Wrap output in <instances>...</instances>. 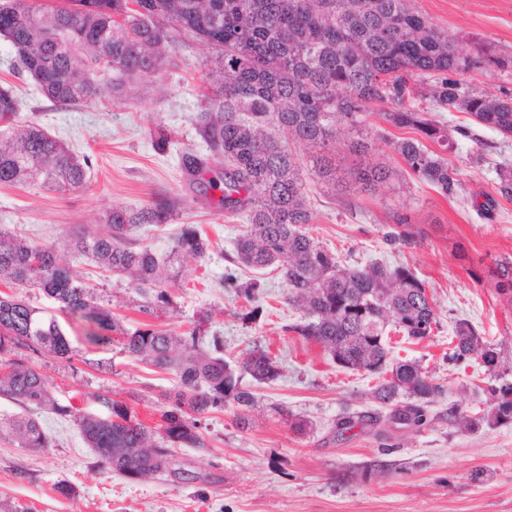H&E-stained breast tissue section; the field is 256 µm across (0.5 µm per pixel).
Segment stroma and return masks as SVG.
<instances>
[{"label":"stroma","instance_id":"stroma-1","mask_svg":"<svg viewBox=\"0 0 512 512\" xmlns=\"http://www.w3.org/2000/svg\"><path fill=\"white\" fill-rule=\"evenodd\" d=\"M411 4L448 35L469 37L484 51L509 59L503 68L467 71L464 83L495 95L512 93V0ZM214 55L210 46L185 41L158 84L141 85L119 100L105 94L79 107H59L30 79L12 73V49L0 39V86L16 90L19 120L37 123L92 164L87 189L57 193L37 184L0 186V229L54 246L126 329L151 324L184 331L199 324L206 332L203 348L223 342L226 361L237 363L242 351L260 345L281 367L276 380L256 386L248 429L238 427L232 409L215 411L206 421L205 447L175 449L178 464L191 475L180 483L116 475L97 461L71 418L42 410L49 447L22 448L0 436V506L21 512H512V424L475 433L450 426L449 407L468 414L482 409L491 380L479 361L447 360L454 322L464 318L484 341L502 345V361L512 367V303L497 293L493 276L498 260L512 259V201L501 199L492 210L480 211L407 174L376 194L349 201L309 183L308 229L314 238L350 266L410 267L436 303L438 328L421 341L390 332V357L419 361L444 393L428 407L420 429L393 423L369 396L376 376L337 366L320 347L289 332L302 313L289 305L280 271L234 267L229 258L242 219L209 205L187 183L184 154L206 152L193 117L206 82L218 78L210 65ZM160 126L170 134L163 151L153 139ZM480 136L481 165L468 163L473 144L466 139L448 157L477 196L494 194L497 164L512 165V138L490 129ZM161 193L182 198L181 222L197 225L210 246L168 285L173 307L146 314L137 289L74 253L68 235L75 226L99 223L112 205L140 208ZM397 212L408 215L417 239L390 241L399 230ZM230 273L262 282L256 302L225 289ZM22 294L56 317L75 349L69 362L24 354L45 374L57 402L67 403L76 391H107L142 423L158 425L162 395L177 384L172 373L129 357L119 335L104 347L84 345L79 318L60 312L39 288ZM254 305L262 309L260 320L242 321L241 313ZM280 406L306 421L305 432L281 420ZM345 412L373 415L379 422L340 434L335 423ZM62 483L71 496L59 492Z\"/></svg>","mask_w":512,"mask_h":512}]
</instances>
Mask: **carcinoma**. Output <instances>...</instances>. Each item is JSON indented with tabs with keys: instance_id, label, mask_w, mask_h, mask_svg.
<instances>
[{
	"instance_id": "carcinoma-1",
	"label": "carcinoma",
	"mask_w": 512,
	"mask_h": 512,
	"mask_svg": "<svg viewBox=\"0 0 512 512\" xmlns=\"http://www.w3.org/2000/svg\"><path fill=\"white\" fill-rule=\"evenodd\" d=\"M0 36L13 47L12 70L30 77L53 103L76 107L104 93L121 95L157 78L172 49L191 39L218 49L220 82L203 95L194 125L208 154H187L183 171L203 196L217 189L219 208L247 226L234 245L232 262L253 269L281 263L288 303L304 317L288 331L313 342L339 366L378 376L371 398L389 409L397 424L418 429L426 407L443 387L416 361L388 359L390 329L422 340L438 324L433 297L407 266L375 263L345 267L307 230L313 214L305 202L301 172L326 186L372 193L398 180L400 172L372 159L377 146L366 127L373 107L388 125L412 137L378 138L403 161L406 171L450 199L467 196L459 170L441 153L457 137L476 144L470 162L484 161L482 140L465 126L449 129L426 117L416 101L425 97L441 112L469 113L477 125L512 136V93L491 96L463 87L453 74L498 65L481 49L438 29L409 0H0ZM18 103L0 86V185L41 184L60 192L91 183L89 157L74 154L35 123L17 124ZM438 150H432L429 145ZM308 150L300 162L293 149ZM224 166L217 173L211 163ZM498 196L512 200V165L497 172ZM176 197L158 194L146 206L114 205L104 213L108 231L73 233L75 252L99 267L125 276L145 298L143 312L172 304L164 284L189 260L203 258L209 241L193 224L181 225L168 251L157 253L130 233L179 218ZM0 277L35 286L80 318L83 340L92 346L124 338L136 359L178 376L166 396L160 424L149 428L129 407L96 394L98 412L51 398L46 377L21 359L0 360V397L23 412L0 419V436L23 448H45L49 437L34 411L48 409L75 420L83 440L101 462L128 479L155 475L182 480L185 471L148 459V450L204 448L203 415L234 409L240 428L256 394L242 375L265 384L281 367L259 346L247 351L239 369L199 347L202 331L184 333L144 325L125 329L94 289L60 264L53 247L36 246L0 230ZM498 288L512 294V261L497 263ZM261 286L233 274L224 287L248 300ZM448 360L476 355L497 385L490 407L475 416L449 409L448 422L469 431L512 423V378L497 372L500 350L481 340L466 320L456 322ZM18 349L47 353L67 362L73 348L58 321L21 295L0 296V353Z\"/></svg>"
}]
</instances>
